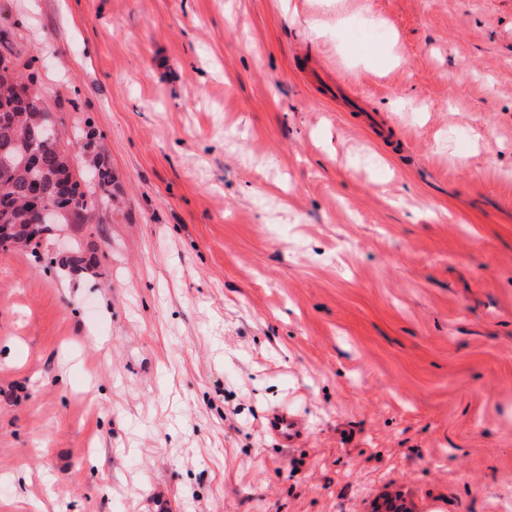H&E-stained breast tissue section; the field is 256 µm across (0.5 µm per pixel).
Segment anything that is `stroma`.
I'll list each match as a JSON object with an SVG mask.
<instances>
[{
	"mask_svg": "<svg viewBox=\"0 0 512 512\" xmlns=\"http://www.w3.org/2000/svg\"><path fill=\"white\" fill-rule=\"evenodd\" d=\"M0 27L121 196L0 250V512L512 497V0H0ZM268 433L283 444H291L302 435L300 423L285 410L275 409L266 418Z\"/></svg>",
	"mask_w": 512,
	"mask_h": 512,
	"instance_id": "obj_1",
	"label": "stroma"
}]
</instances>
